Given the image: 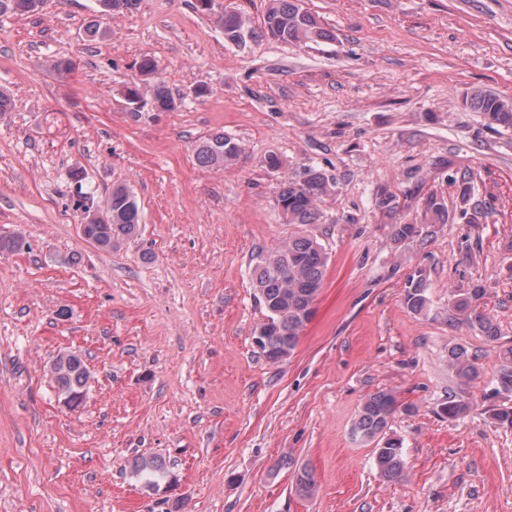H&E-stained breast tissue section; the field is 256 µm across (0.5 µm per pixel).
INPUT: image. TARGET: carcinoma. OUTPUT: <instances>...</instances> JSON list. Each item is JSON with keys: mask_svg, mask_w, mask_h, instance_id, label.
<instances>
[{"mask_svg": "<svg viewBox=\"0 0 512 512\" xmlns=\"http://www.w3.org/2000/svg\"><path fill=\"white\" fill-rule=\"evenodd\" d=\"M101 12L107 16L122 14L135 9L139 0H98ZM43 0H0V15L9 13H34ZM224 30V40L246 47L265 36L281 42H306L332 40L334 35L322 26L319 20L302 7V0H268L261 29L251 26L249 20L234 11H203ZM142 83L126 89L128 104L142 103L157 112H174L180 103L170 93L164 81L156 77V65L151 58L138 63ZM469 105L483 113L491 124L512 128V100L493 93L476 91L471 94ZM240 145L222 134H212L200 140L194 148V159L203 168L218 169L233 162L239 156ZM332 184L317 169H310L299 181L285 184L278 195L277 205L288 212L290 224H314L318 219L315 200L327 193ZM429 223L443 224L448 219L444 200L435 194L424 203ZM139 231V207L132 190L124 183H115L101 205V218L82 225L83 235L102 249H112L120 242L134 237ZM328 254L325 247L314 237L298 234L288 240L285 247L261 254L252 269L253 286L259 301L271 320L265 336L264 352L276 358L292 353L299 337L310 320L312 305L323 284ZM428 284L422 271H417L408 280L404 290V305L414 314L428 309ZM485 296V289L476 286L461 294L453 292L448 298V309L477 325L490 339H498L492 319L478 310V302ZM504 364L497 382L512 391V348L503 352ZM448 363L464 382L480 377L481 371L475 356L469 349L456 343L448 348ZM50 374L64 402L70 407L79 406L90 380V371L76 354H60L50 365ZM396 397L390 391L379 390L369 395L359 410L353 431L362 440L376 443L374 462L380 476L397 480L404 476L406 458L402 443L385 436L391 418L397 410ZM450 418L466 415L470 411L468 402L452 399L441 408ZM143 487L152 489L165 482L170 470L165 461L157 456H141L132 461L130 467ZM316 481L313 473L304 468L296 478L299 495L313 494Z\"/></svg>", "mask_w": 512, "mask_h": 512, "instance_id": "1", "label": "carcinoma"}]
</instances>
